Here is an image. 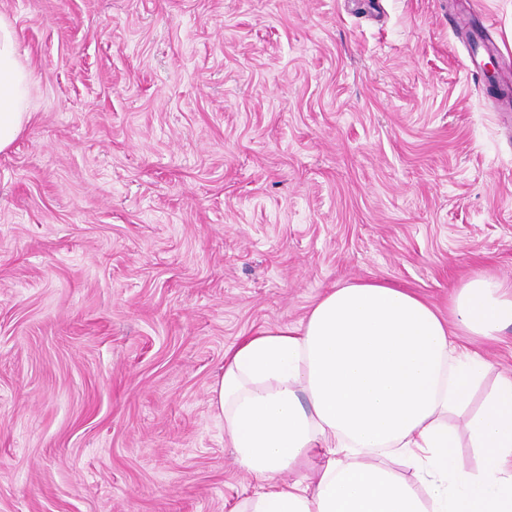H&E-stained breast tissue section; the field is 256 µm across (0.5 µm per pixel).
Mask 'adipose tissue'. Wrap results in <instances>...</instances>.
Instances as JSON below:
<instances>
[{"label": "adipose tissue", "instance_id": "ef3b65f1", "mask_svg": "<svg viewBox=\"0 0 512 512\" xmlns=\"http://www.w3.org/2000/svg\"><path fill=\"white\" fill-rule=\"evenodd\" d=\"M28 83L0 14V152L31 119ZM510 326L512 281L480 272L454 287L444 317L412 292L362 281L245 337L225 352L210 405L235 464L260 481L246 512H512V374L470 411L488 364L457 342ZM452 416L479 451L477 471L457 465Z\"/></svg>", "mask_w": 512, "mask_h": 512}]
</instances>
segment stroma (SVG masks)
I'll list each match as a JSON object with an SVG mask.
<instances>
[{
	"label": "stroma",
	"mask_w": 512,
	"mask_h": 512,
	"mask_svg": "<svg viewBox=\"0 0 512 512\" xmlns=\"http://www.w3.org/2000/svg\"><path fill=\"white\" fill-rule=\"evenodd\" d=\"M0 512H231L225 351L381 281L512 279V0H0ZM29 73L18 58L11 20L0 14V152L8 149L31 119Z\"/></svg>",
	"instance_id": "obj_1"
}]
</instances>
